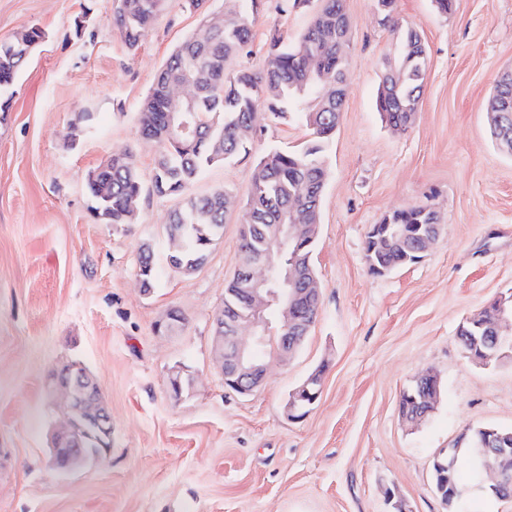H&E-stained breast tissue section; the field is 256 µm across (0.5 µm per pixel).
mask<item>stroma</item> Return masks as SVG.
Masks as SVG:
<instances>
[{
  "label": "stroma",
  "instance_id": "stroma-1",
  "mask_svg": "<svg viewBox=\"0 0 512 512\" xmlns=\"http://www.w3.org/2000/svg\"><path fill=\"white\" fill-rule=\"evenodd\" d=\"M268 0L253 24L260 69L271 29L297 36L319 6ZM351 30L343 112L325 148L328 178L314 262L321 306L287 365L267 357L252 394L227 389L213 359V320L238 266L239 228L255 164L296 151L310 133L271 115L250 156L208 168L192 194L229 197L222 238L189 274L169 264L165 224L176 198L144 193L137 223H96L85 183L112 155L149 171L154 142L136 115L157 73L198 26L185 0H167L137 48L113 22V0H0V39L41 26L46 38L17 77L0 119V512H446L432 461L464 429H512V355L486 365L458 345L462 323L512 291V155L492 141L486 106L512 67V0H396L395 15L427 46L415 123L396 131L375 108L397 38L375 0H346ZM87 13L82 36L74 19ZM91 118L78 133L70 123ZM435 207L442 233L424 258L377 277L366 236L385 215ZM157 274L137 278L142 245ZM185 317L172 334L155 323ZM81 362L98 380L112 420L110 448L83 468L50 464L65 421L51 372ZM325 365L321 396L288 418L289 393ZM194 385L169 391L173 368ZM442 386L435 411L406 426L400 400L421 372ZM396 493L388 501L386 489Z\"/></svg>",
  "mask_w": 512,
  "mask_h": 512
}]
</instances>
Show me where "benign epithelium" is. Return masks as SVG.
<instances>
[{
  "instance_id": "7a95c632",
  "label": "benign epithelium",
  "mask_w": 512,
  "mask_h": 512,
  "mask_svg": "<svg viewBox=\"0 0 512 512\" xmlns=\"http://www.w3.org/2000/svg\"><path fill=\"white\" fill-rule=\"evenodd\" d=\"M497 125L503 133L512 128V106L508 94H503L497 113ZM318 225L301 224L293 214H288V223L278 224L272 232L274 247L265 252L247 256L241 262L239 285L248 297V311L241 319L224 324L223 316L214 319V347L219 356L224 376V385L241 395H248L258 389L265 380V360L253 356L256 344L267 341L269 335L266 313L271 307L278 311L280 333L274 342L275 356L286 364L301 346L310 331L312 323L302 320L300 309L306 299L320 300L321 289L317 278L297 264L298 246L301 241L315 240ZM288 248V265L277 267L276 259L281 249ZM483 341L490 352L480 357L474 353L469 357L485 364L497 355L500 338L512 333V316L504 310L484 320ZM243 328L251 330L252 339L245 343L240 338ZM321 379L309 376L288 396L285 411L288 417H298L302 402L319 395L317 385ZM417 382L423 389L422 404L414 414V421L424 419L432 411L439 379L431 372L420 375ZM52 391L65 399L67 418L64 426L56 434L68 432L72 425L81 421L92 425L97 432L112 438V424L109 413L99 398V387L84 365L78 361H68L59 366L51 377ZM490 437L484 443L485 458L483 469L491 477L488 484L499 496L503 495L506 473L512 470V435L488 430ZM59 449H54L50 458L52 467L70 472L84 464V451L77 442L66 449L67 461L58 462Z\"/></svg>"
}]
</instances>
